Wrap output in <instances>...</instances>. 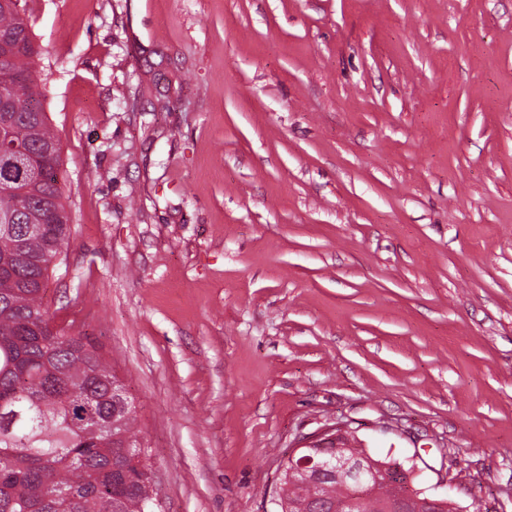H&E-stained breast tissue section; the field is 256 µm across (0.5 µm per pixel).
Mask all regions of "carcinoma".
<instances>
[{
  "label": "carcinoma",
  "mask_w": 512,
  "mask_h": 512,
  "mask_svg": "<svg viewBox=\"0 0 512 512\" xmlns=\"http://www.w3.org/2000/svg\"><path fill=\"white\" fill-rule=\"evenodd\" d=\"M0 512H156L151 472L124 385L87 337L54 325L49 269L71 234L61 148L42 105L35 43L18 0H0ZM280 475V512L319 496L340 512H379L380 482L356 509L346 474L318 484Z\"/></svg>",
  "instance_id": "1"
}]
</instances>
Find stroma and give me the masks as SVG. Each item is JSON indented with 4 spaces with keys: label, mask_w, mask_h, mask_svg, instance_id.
Wrapping results in <instances>:
<instances>
[{
    "label": "stroma",
    "mask_w": 512,
    "mask_h": 512,
    "mask_svg": "<svg viewBox=\"0 0 512 512\" xmlns=\"http://www.w3.org/2000/svg\"><path fill=\"white\" fill-rule=\"evenodd\" d=\"M71 236L43 299L160 512H276L342 424L512 512V0H21ZM344 425H336L326 428L321 434L313 437L306 446L300 447V451L297 454L289 456L293 461V465L297 466L298 470L304 474H311L318 470V466L315 465L316 456L318 451H323L326 448L341 447V441L344 440L345 433Z\"/></svg>",
    "instance_id": "obj_1"
}]
</instances>
